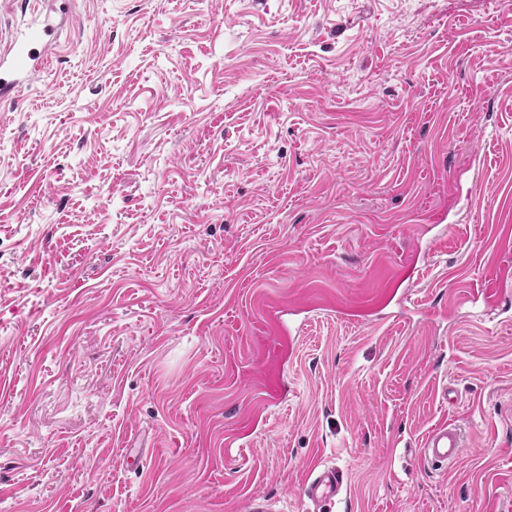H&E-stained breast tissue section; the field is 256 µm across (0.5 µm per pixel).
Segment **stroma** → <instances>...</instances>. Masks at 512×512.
Wrapping results in <instances>:
<instances>
[{
  "instance_id": "35a3bbf8",
  "label": "stroma",
  "mask_w": 512,
  "mask_h": 512,
  "mask_svg": "<svg viewBox=\"0 0 512 512\" xmlns=\"http://www.w3.org/2000/svg\"><path fill=\"white\" fill-rule=\"evenodd\" d=\"M48 12L0 97V512H512V0L0 27ZM49 15L36 19L17 32L6 55H0V95H9L31 80L38 71L37 47L55 30ZM463 440L459 429L451 424L443 423L434 427L427 435L423 452L432 463H454L462 455ZM342 473L336 468L315 467L304 486V495L314 502H331L340 494Z\"/></svg>"
}]
</instances>
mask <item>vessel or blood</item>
I'll return each mask as SVG.
<instances>
[{
  "instance_id": "obj_1",
  "label": "vessel or blood",
  "mask_w": 512,
  "mask_h": 512,
  "mask_svg": "<svg viewBox=\"0 0 512 512\" xmlns=\"http://www.w3.org/2000/svg\"><path fill=\"white\" fill-rule=\"evenodd\" d=\"M55 30L50 19H37L17 32L6 55H0V95H8L28 83L38 70V46ZM463 440L459 429L443 423L427 435L423 452L434 463H454L462 455ZM343 486L341 472L335 468L312 469L304 486L305 495L315 502L335 500Z\"/></svg>"
}]
</instances>
